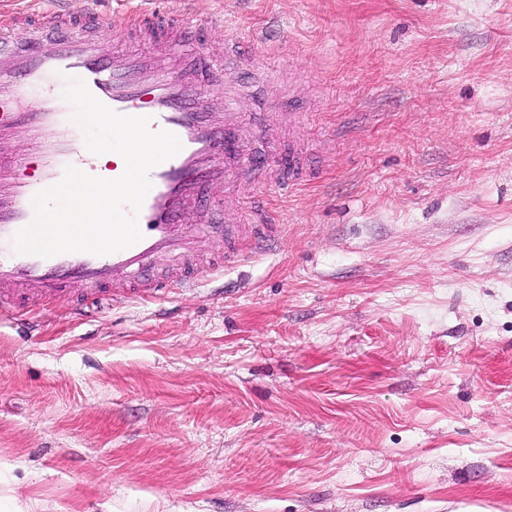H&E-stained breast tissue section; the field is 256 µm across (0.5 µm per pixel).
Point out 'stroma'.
I'll return each instance as SVG.
<instances>
[{
  "label": "stroma",
  "mask_w": 512,
  "mask_h": 512,
  "mask_svg": "<svg viewBox=\"0 0 512 512\" xmlns=\"http://www.w3.org/2000/svg\"><path fill=\"white\" fill-rule=\"evenodd\" d=\"M257 40L316 172L193 291L0 322V512H512V0H0Z\"/></svg>",
  "instance_id": "1"
}]
</instances>
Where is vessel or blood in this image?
Returning a JSON list of instances; mask_svg holds the SVG:
<instances>
[{
  "label": "vessel or blood",
  "instance_id": "obj_1",
  "mask_svg": "<svg viewBox=\"0 0 512 512\" xmlns=\"http://www.w3.org/2000/svg\"><path fill=\"white\" fill-rule=\"evenodd\" d=\"M137 33L149 48L115 49ZM251 57L245 37L225 40L223 52L194 39L192 25L153 13L131 19L76 18L55 11L30 13L0 27V141L26 144V153L0 158V318L35 316L47 304L84 310L104 304L160 299L194 288L212 273L237 266L265 249L271 230L260 196L227 194L244 166L265 165L268 185L289 193L302 185L305 155L296 141L278 142L267 161L243 157L246 132L236 122L233 95L224 109L209 111L207 72L241 71ZM85 81L112 110L149 116L153 126L175 134L180 152L150 173L152 188L138 214L142 239L108 255L86 252L40 257L17 251L16 233L34 218V195L57 183L65 167L95 174L97 157L85 145L72 107L58 88L60 77ZM41 105L26 110L32 94ZM205 206L216 215L251 211L243 228L224 227V250H208L206 227L185 214ZM81 283L74 293L73 283Z\"/></svg>",
  "mask_w": 512,
  "mask_h": 512
}]
</instances>
